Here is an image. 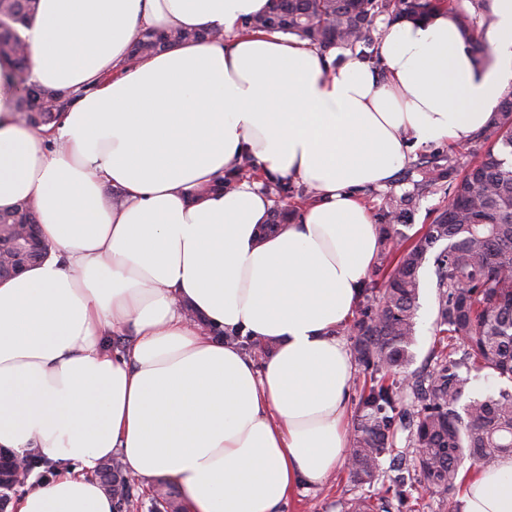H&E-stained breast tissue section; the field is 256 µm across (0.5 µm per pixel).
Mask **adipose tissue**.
Listing matches in <instances>:
<instances>
[{
  "instance_id": "obj_1",
  "label": "adipose tissue",
  "mask_w": 512,
  "mask_h": 512,
  "mask_svg": "<svg viewBox=\"0 0 512 512\" xmlns=\"http://www.w3.org/2000/svg\"><path fill=\"white\" fill-rule=\"evenodd\" d=\"M266 6L39 0L30 79L78 94L44 133L18 120L0 62V209L28 202L54 246L0 281V448L61 465L13 512H113L94 477L112 457L179 490L185 512H278L341 468L354 361L336 326L380 241L357 192L391 182L408 139L464 143L488 124L512 82V0H492V64L441 10L389 28L381 71L239 33ZM175 27L224 39L129 60L139 31ZM246 156L313 193L275 233L257 185L224 182ZM460 501L512 512V456Z\"/></svg>"
}]
</instances>
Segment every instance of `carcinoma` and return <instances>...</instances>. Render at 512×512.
<instances>
[{"instance_id":"1","label":"carcinoma","mask_w":512,"mask_h":512,"mask_svg":"<svg viewBox=\"0 0 512 512\" xmlns=\"http://www.w3.org/2000/svg\"><path fill=\"white\" fill-rule=\"evenodd\" d=\"M445 5V0H269L261 14L243 19L246 32H282L297 36L322 52L334 47H361L358 58L369 61L377 38L373 23L421 19ZM37 0H0V60L9 62L20 89L19 118L40 132L56 122L75 97L49 91L28 80L22 31L33 20ZM463 36L482 54L485 47L472 17L454 10ZM218 31L173 28L146 30L133 40L131 58L138 60L173 43L216 41ZM486 144L475 160L464 153L433 155L413 164L422 190L442 187L448 208L421 234L409 236L412 198L392 197L377 214L382 241L378 271L382 282L360 288L362 302L353 323L336 326V335L354 339V355L365 375L359 414L347 448L346 469L357 485L381 478V459L393 451V436L409 430L415 460L399 459L384 494L356 495L343 503V512H403L416 486L447 494L458 486L466 460L477 467L512 455V391L471 398L464 406L467 379L461 371L487 370L512 379V90L500 100L493 121L473 136ZM25 202L0 211V234L9 237L16 224H35ZM448 245L433 253L441 241ZM433 262L436 288L435 326L448 344L434 351L430 369L414 374L404 385L390 380L413 360L415 317L421 272ZM116 512L133 502L129 482L111 474Z\"/></svg>"}]
</instances>
